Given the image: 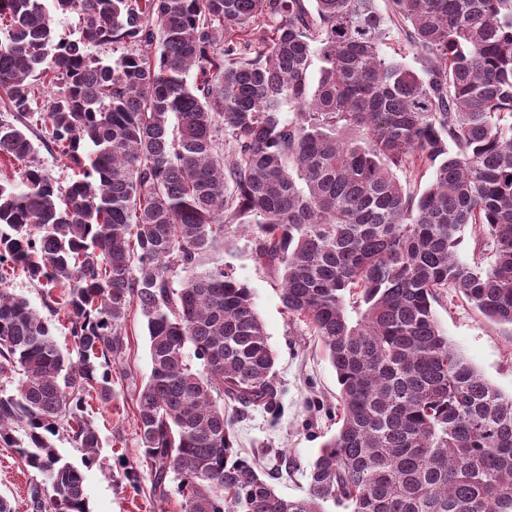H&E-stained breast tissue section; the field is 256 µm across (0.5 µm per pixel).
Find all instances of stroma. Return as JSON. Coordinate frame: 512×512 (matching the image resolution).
Here are the masks:
<instances>
[{
	"label": "stroma",
	"mask_w": 512,
	"mask_h": 512,
	"mask_svg": "<svg viewBox=\"0 0 512 512\" xmlns=\"http://www.w3.org/2000/svg\"><path fill=\"white\" fill-rule=\"evenodd\" d=\"M255 228L229 235L223 248L207 253L204 264L218 259L233 267L236 277L252 291L255 309L276 353V374L283 389L279 417L260 409L249 411L235 426L243 455L259 452L263 468L276 491L286 498L303 496L307 475L322 444L334 436L339 384L320 338L295 327L280 300L281 279L252 257ZM436 318L462 354L504 393L512 394V327L483 316L455 292L443 293L435 305ZM129 349L112 371L116 392L112 402L92 401L91 410L103 446L98 461L84 468V487L90 512H181L179 496L162 502L151 491L149 476L139 490L118 479V460L136 461V386L151 371L146 321L132 310L127 322ZM38 473L25 466L9 448L0 447V495L15 504V512H31L28 486Z\"/></svg>",
	"instance_id": "1"
}]
</instances>
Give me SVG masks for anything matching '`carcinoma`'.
<instances>
[{"label":"carcinoma","mask_w":512,"mask_h":512,"mask_svg":"<svg viewBox=\"0 0 512 512\" xmlns=\"http://www.w3.org/2000/svg\"><path fill=\"white\" fill-rule=\"evenodd\" d=\"M386 2L0 0V156L22 163L0 180V284L25 274L48 311L0 289V378L22 372L0 390V446L42 476L33 512H89L53 437L97 461L90 392L116 397L134 306L151 371L138 462L118 460L132 488L144 467L181 512H512V395L433 310L451 288L512 326V0ZM54 13L78 15L77 39ZM400 37L422 68L383 51ZM107 45L110 64L90 53ZM36 127L77 166L69 184L38 164ZM426 166L420 194L397 176ZM251 224L340 385L297 499L234 447L248 409L281 410L252 291L200 267ZM467 224L490 267L458 256Z\"/></svg>","instance_id":"carcinoma-1"}]
</instances>
